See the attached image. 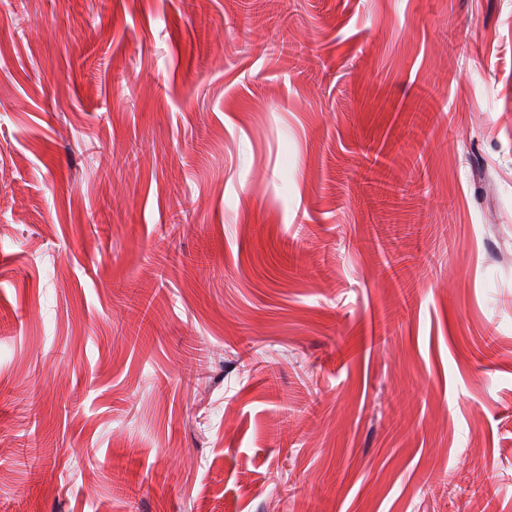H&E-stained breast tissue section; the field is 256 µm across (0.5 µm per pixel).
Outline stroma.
<instances>
[{
	"label": "stroma",
	"mask_w": 512,
	"mask_h": 512,
	"mask_svg": "<svg viewBox=\"0 0 512 512\" xmlns=\"http://www.w3.org/2000/svg\"><path fill=\"white\" fill-rule=\"evenodd\" d=\"M464 498L512 512V0H0V512Z\"/></svg>",
	"instance_id": "35a3bbf8"
}]
</instances>
